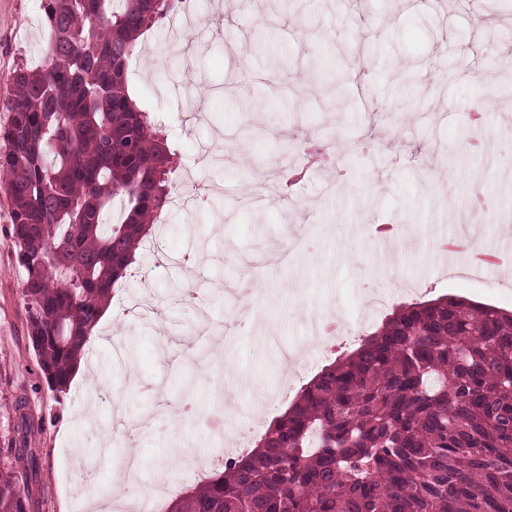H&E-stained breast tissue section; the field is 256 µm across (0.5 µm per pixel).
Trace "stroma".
Segmentation results:
<instances>
[{"instance_id": "stroma-1", "label": "stroma", "mask_w": 512, "mask_h": 512, "mask_svg": "<svg viewBox=\"0 0 512 512\" xmlns=\"http://www.w3.org/2000/svg\"><path fill=\"white\" fill-rule=\"evenodd\" d=\"M41 0H0V124L17 67L46 68ZM204 27L173 37L160 20L137 41L128 87L175 149L173 187L205 189L195 208L165 206L163 256L143 251L85 348L84 372L51 391L28 335L24 272L0 191V461L27 400L39 461L31 512H77L122 496L116 419L137 438L140 482L188 491L185 470L252 420L268 425L331 355L312 346L317 316L350 327L353 350L389 305L454 294L512 310V275L449 277L469 253L437 240L469 225L512 253V8L497 0H201ZM411 72L402 83L403 72ZM224 138V154L197 152ZM332 160L281 192L283 164L307 142ZM490 213L473 206L475 193ZM371 224L396 225L389 245ZM187 264H177L180 256ZM196 290L199 311L183 306ZM151 310L134 322L131 298Z\"/></svg>"}]
</instances>
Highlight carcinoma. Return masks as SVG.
<instances>
[{
    "instance_id": "obj_1",
    "label": "carcinoma",
    "mask_w": 512,
    "mask_h": 512,
    "mask_svg": "<svg viewBox=\"0 0 512 512\" xmlns=\"http://www.w3.org/2000/svg\"><path fill=\"white\" fill-rule=\"evenodd\" d=\"M180 2L41 0L51 65L10 76L0 187L55 391L169 203L173 153L127 72L136 40ZM11 452L0 512H29L17 471L38 458ZM169 512H512V311L451 295L395 308Z\"/></svg>"
}]
</instances>
